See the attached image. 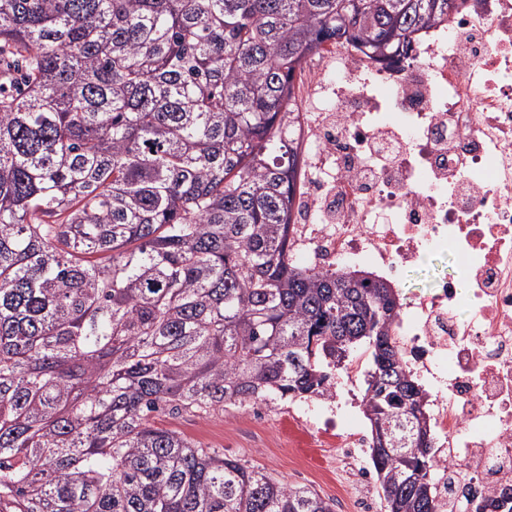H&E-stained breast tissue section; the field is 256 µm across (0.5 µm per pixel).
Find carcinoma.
Masks as SVG:
<instances>
[{
	"label": "carcinoma",
	"mask_w": 512,
	"mask_h": 512,
	"mask_svg": "<svg viewBox=\"0 0 512 512\" xmlns=\"http://www.w3.org/2000/svg\"><path fill=\"white\" fill-rule=\"evenodd\" d=\"M456 0H0V512H334L159 417L323 396L369 352L386 512H434L397 295L293 261L286 112L327 42L391 66Z\"/></svg>",
	"instance_id": "1"
}]
</instances>
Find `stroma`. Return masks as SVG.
Masks as SVG:
<instances>
[{"label": "stroma", "instance_id": "1", "mask_svg": "<svg viewBox=\"0 0 512 512\" xmlns=\"http://www.w3.org/2000/svg\"><path fill=\"white\" fill-rule=\"evenodd\" d=\"M455 265L452 256L427 257L409 269L401 294L405 297L422 295L436 280L449 274ZM272 422L262 426L249 420L235 407L203 419L183 416L165 419V427L183 432L203 447L231 455L242 463L257 466L280 479L304 485L330 501L335 512H348L349 503L343 490L326 475L334 463L327 454L314 448L290 449L279 425L287 424L288 408L279 406L271 411Z\"/></svg>", "mask_w": 512, "mask_h": 512}]
</instances>
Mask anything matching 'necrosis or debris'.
<instances>
[{
  "label": "necrosis or debris",
  "instance_id": "1",
  "mask_svg": "<svg viewBox=\"0 0 512 512\" xmlns=\"http://www.w3.org/2000/svg\"><path fill=\"white\" fill-rule=\"evenodd\" d=\"M335 81L307 69L331 112L294 118L302 136L292 256L314 271L371 270L401 287L426 257L452 276L403 304L394 334L430 389L437 512L512 498V0H467L447 27L386 67L332 50ZM336 388L299 404L297 428L357 471L370 439L365 400L337 418Z\"/></svg>",
  "mask_w": 512,
  "mask_h": 512
}]
</instances>
